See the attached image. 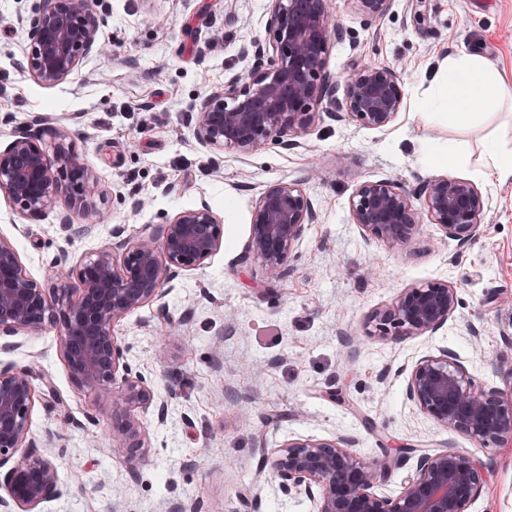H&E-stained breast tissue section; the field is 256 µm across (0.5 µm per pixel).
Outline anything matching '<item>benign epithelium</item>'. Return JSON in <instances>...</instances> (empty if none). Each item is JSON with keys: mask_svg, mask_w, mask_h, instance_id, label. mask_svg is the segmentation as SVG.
Wrapping results in <instances>:
<instances>
[{"mask_svg": "<svg viewBox=\"0 0 512 512\" xmlns=\"http://www.w3.org/2000/svg\"><path fill=\"white\" fill-rule=\"evenodd\" d=\"M360 13L384 15L392 0H351ZM13 31L26 33L23 68L38 83L58 85L80 61L103 52L100 20L89 0H35L30 13L19 14ZM268 38L254 44L253 63L224 90L206 95L195 113V136L214 150L233 149L253 154L274 143L286 149L299 146L326 101L330 115L347 114L360 125L383 128L404 108L405 82L394 68L362 65L339 81L327 71L333 40L342 28L329 15L324 0H270ZM344 89H339V86ZM343 96H338V92ZM0 192L22 213L35 214L57 197L68 198V210L84 223L61 218L63 228L87 233L103 221L94 201L96 185L88 165L58 133L49 151L40 140L20 131L0 149ZM423 208L446 235L459 241L476 238L485 215L481 192L465 180L431 179L423 186ZM352 221L366 236L401 250L416 232L419 212L410 195L389 181L360 184L350 199ZM317 212L304 190L294 182L270 186L252 213L249 251L260 259L266 275L279 280ZM122 228L112 230L116 244L101 245L63 279L58 271L66 253L51 262L49 282L41 283L23 268L14 244L0 236V335L59 329L60 349L71 382L95 395L109 390L123 371L122 402L113 413V449L133 463L140 427L130 411L152 402L153 390L124 362V349L113 336L114 326L152 302L178 269L199 267L220 250L223 225L205 201L178 213L155 228L146 227L130 238ZM458 304L457 290L446 282L404 289L391 306L375 312L378 336L405 339L442 327ZM408 398L435 423L481 443H512V368L504 387L474 382L453 355L420 360L406 386ZM34 406L30 375L0 369V467L10 504L33 509L60 494L56 465L35 451L29 438ZM347 436L292 439L272 452L271 466L282 489L308 499L313 512H468L485 481L481 463L463 450L423 452L415 472L394 498L381 497L375 487L398 459L387 455L367 462L353 451ZM18 448L29 452L12 460Z\"/></svg>", "mask_w": 512, "mask_h": 512, "instance_id": "obj_1", "label": "benign epithelium"}]
</instances>
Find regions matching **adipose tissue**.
<instances>
[{
    "instance_id": "ef3b65f1",
    "label": "adipose tissue",
    "mask_w": 512,
    "mask_h": 512,
    "mask_svg": "<svg viewBox=\"0 0 512 512\" xmlns=\"http://www.w3.org/2000/svg\"><path fill=\"white\" fill-rule=\"evenodd\" d=\"M512 100L500 70L484 57L463 54L451 57L440 67L434 89L424 101L425 109L462 123L473 118V107L491 114Z\"/></svg>"
}]
</instances>
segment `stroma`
<instances>
[{
  "label": "stroma",
  "mask_w": 512,
  "mask_h": 512,
  "mask_svg": "<svg viewBox=\"0 0 512 512\" xmlns=\"http://www.w3.org/2000/svg\"><path fill=\"white\" fill-rule=\"evenodd\" d=\"M31 5L0 0V147L21 128L50 147L56 129H66L108 219L70 237L59 224L64 199L29 215L0 193V235L27 273L43 280L59 253L79 263L110 241L113 227L131 236L203 201L224 228L219 251L178 270L161 296L115 326L133 373L155 393L133 412L143 434L135 464L113 454L108 436L122 382L99 396L75 387L55 328L0 337V367L31 372L29 433L58 470L60 495L33 512H113L117 489L125 512H167L182 501L199 512H312L261 468L262 453L289 439L339 435L354 437L367 461L386 446L403 451L378 495L401 492L418 452L464 450L486 476L469 512H512V444L484 446L441 427L405 393L413 366L445 351L480 385H501L512 366V177L489 173L483 159L489 141L512 149V110L462 126L420 107L439 66L461 52L482 55L512 80V0H393L380 17L351 0H325L343 29L330 73L359 64L403 70L405 107L373 129L330 117L321 104L300 146L247 156L202 145L194 118L205 94L245 72L243 50L265 39L269 0H97L105 51L56 86L23 71L21 39L6 26ZM432 147L469 161L429 167L422 155ZM442 177L482 193L488 211L474 240L448 238L425 217L395 252L353 224L349 200L360 183L392 182L418 206L425 181ZM281 180L300 185L318 219L287 276L272 281L248 245L256 204ZM437 280L454 285L459 300L443 327L402 340L373 336L375 310ZM243 488L254 507L239 501Z\"/></svg>",
  "instance_id": "stroma-1"
}]
</instances>
